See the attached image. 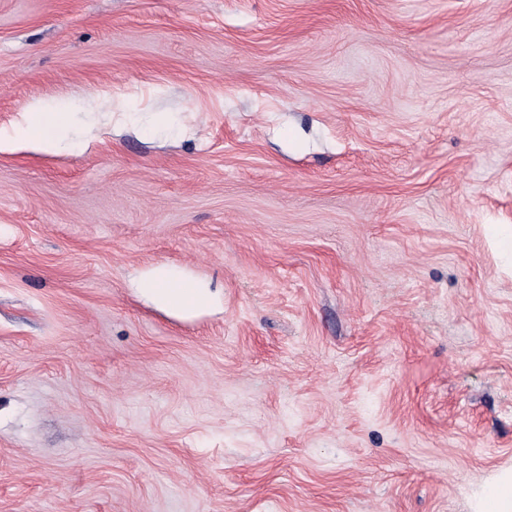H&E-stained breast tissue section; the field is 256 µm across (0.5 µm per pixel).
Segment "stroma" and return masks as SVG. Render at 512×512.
Masks as SVG:
<instances>
[{
  "label": "stroma",
  "instance_id": "1",
  "mask_svg": "<svg viewBox=\"0 0 512 512\" xmlns=\"http://www.w3.org/2000/svg\"><path fill=\"white\" fill-rule=\"evenodd\" d=\"M0 512H489L512 484V0H0ZM224 292L179 318L137 273ZM67 136L68 112H60L50 104H34L25 108L24 120L15 129L14 138L52 153L66 145Z\"/></svg>",
  "mask_w": 512,
  "mask_h": 512
}]
</instances>
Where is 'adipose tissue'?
Instances as JSON below:
<instances>
[{
	"instance_id": "adipose-tissue-1",
	"label": "adipose tissue",
	"mask_w": 512,
	"mask_h": 512,
	"mask_svg": "<svg viewBox=\"0 0 512 512\" xmlns=\"http://www.w3.org/2000/svg\"><path fill=\"white\" fill-rule=\"evenodd\" d=\"M15 136L43 152H54L66 144L68 115L49 104L28 106ZM136 285L149 301L177 317L193 316L222 302L219 291L166 265L143 272Z\"/></svg>"
}]
</instances>
